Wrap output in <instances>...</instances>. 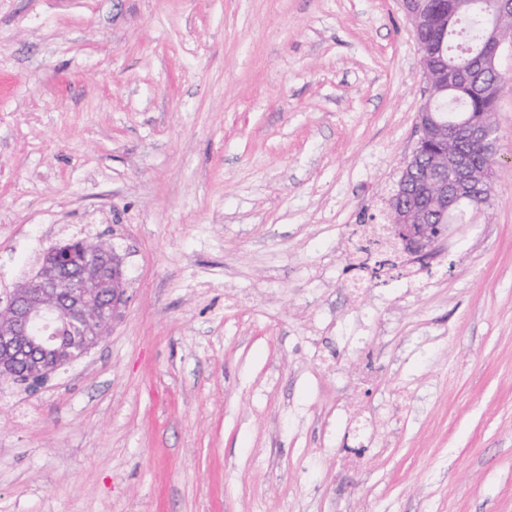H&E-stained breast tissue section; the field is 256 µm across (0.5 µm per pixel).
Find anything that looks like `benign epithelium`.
<instances>
[{"instance_id": "benign-epithelium-1", "label": "benign epithelium", "mask_w": 512, "mask_h": 512, "mask_svg": "<svg viewBox=\"0 0 512 512\" xmlns=\"http://www.w3.org/2000/svg\"><path fill=\"white\" fill-rule=\"evenodd\" d=\"M512 50V37L501 33V23L491 21L490 35L484 54L493 67L499 66L503 50ZM498 127L491 124H474L469 129L470 138L490 147H497ZM448 123L431 111V101H426L419 115L417 146L431 137H444ZM418 157L413 152L405 162L401 176L393 187L386 211L387 229L393 234L402 251L422 263L440 251L447 236L446 224H421L420 212L407 207L402 200L412 190L408 173ZM435 174L424 182L421 192L435 199L443 217L451 219L452 213L463 202H472L475 193L484 189L485 180L476 176L466 158L459 151L435 155ZM86 240H62L52 245L42 262L27 281L19 284L14 299L0 306V379L14 377L15 359L19 351L30 348L39 358L30 364V375L35 385L42 384L50 375L51 365L42 359L50 352L45 338L30 332V326L50 317L52 321H68L70 346L76 353L70 355L72 363L87 354L112 330L128 303L125 261L127 254L112 247L97 253L83 255L78 260Z\"/></svg>"}]
</instances>
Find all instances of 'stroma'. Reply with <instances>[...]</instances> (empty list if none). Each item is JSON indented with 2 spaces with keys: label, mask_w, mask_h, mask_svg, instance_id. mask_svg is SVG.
Returning a JSON list of instances; mask_svg holds the SVG:
<instances>
[{
  "label": "stroma",
  "mask_w": 512,
  "mask_h": 512,
  "mask_svg": "<svg viewBox=\"0 0 512 512\" xmlns=\"http://www.w3.org/2000/svg\"><path fill=\"white\" fill-rule=\"evenodd\" d=\"M425 87L401 0H0V294L89 237L130 297L0 384V512H512V80L488 204L409 269Z\"/></svg>",
  "instance_id": "1"
}]
</instances>
